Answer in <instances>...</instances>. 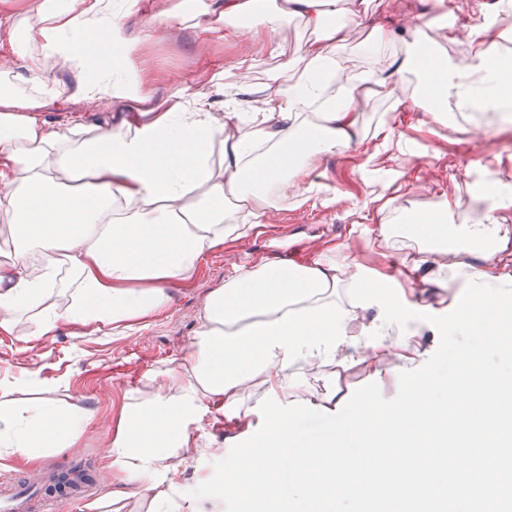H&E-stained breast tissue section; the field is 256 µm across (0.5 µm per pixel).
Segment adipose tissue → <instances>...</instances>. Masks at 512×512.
I'll return each instance as SVG.
<instances>
[{
  "instance_id": "ef3b65f1",
  "label": "adipose tissue",
  "mask_w": 512,
  "mask_h": 512,
  "mask_svg": "<svg viewBox=\"0 0 512 512\" xmlns=\"http://www.w3.org/2000/svg\"><path fill=\"white\" fill-rule=\"evenodd\" d=\"M362 0H0V47L28 74L29 90L0 92V333L25 349L45 346L61 326L85 335L125 336L145 330L170 306L173 286L224 244L246 233L236 215L268 223L270 191L300 193L326 156L362 141L358 103L365 89L398 94L409 75L422 79V108L432 119L494 108L512 112V41L491 25L512 12V0H469L488 17L481 28L454 31L458 49L434 55L414 40L412 26L364 18ZM141 19L131 33L120 15ZM253 23L235 25L236 17ZM314 39L289 48V18ZM369 29L361 49L371 68L340 71L337 63L357 25ZM198 29L204 42L255 39L264 33L269 56L284 59L294 80L269 85L261 106L244 111L236 85L247 84L259 55L234 69L215 65L206 81L172 80L157 95L142 44L177 28ZM412 37V49L389 46ZM114 55L109 67L98 53ZM75 80L53 81L59 62ZM106 100L134 106L142 120L48 128L41 116L70 102ZM222 109H215V102ZM473 214L463 198L413 216L435 243L437 265L458 263L463 251L485 258L486 273L512 275V225L496 215L499 191ZM354 262L329 251L297 267L262 264L238 272L205 297L197 328L174 365L144 377L119 412L100 419L76 401L44 394L17 399L13 387L36 384L20 370L0 389V458L33 462L78 447L90 430L105 441V482L123 485L116 512H222L221 499L187 501L173 493L200 455L223 454L221 443L200 446L212 404L245 414L267 391L281 401L304 399L334 409L341 371L361 366L382 378L389 364L417 366L427 353L409 321L406 345L390 328L378 347L349 335L362 319L346 294Z\"/></svg>"
}]
</instances>
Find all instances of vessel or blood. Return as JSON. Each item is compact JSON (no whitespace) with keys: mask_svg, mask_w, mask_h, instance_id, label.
Segmentation results:
<instances>
[{"mask_svg":"<svg viewBox=\"0 0 512 512\" xmlns=\"http://www.w3.org/2000/svg\"><path fill=\"white\" fill-rule=\"evenodd\" d=\"M97 486L96 478L73 479L65 467L52 469L34 486L11 475L0 480V512H80Z\"/></svg>","mask_w":512,"mask_h":512,"instance_id":"obj_1","label":"vessel or blood"}]
</instances>
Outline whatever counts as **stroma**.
Segmentation results:
<instances>
[{
  "label": "stroma",
  "mask_w": 512,
  "mask_h": 512,
  "mask_svg": "<svg viewBox=\"0 0 512 512\" xmlns=\"http://www.w3.org/2000/svg\"><path fill=\"white\" fill-rule=\"evenodd\" d=\"M144 50L152 59L154 86L162 90L174 77L205 81L206 64L231 67L253 45L234 39L204 44L192 31L179 29ZM391 113L386 89L363 101L364 142L323 160L317 194L282 201L268 224L226 237L223 247L174 289L170 308L145 334L80 336L65 329L43 360L27 359L18 341L0 335V379L22 366L35 369L41 380L56 385L58 398L79 400L98 417L112 415L144 373L177 360L197 327L207 292L236 274L239 264L258 258L299 265L333 249L367 274L386 278L394 289L439 302L436 273L411 268L415 245L401 252L386 249L377 227L393 222L401 211L427 208L442 192L482 195L483 185L474 178L478 172L505 187L499 202L512 222V126H497L488 112H467L444 131L428 113L413 111L398 121L394 138L384 146L377 132Z\"/></svg>",
  "instance_id": "obj_1"
}]
</instances>
